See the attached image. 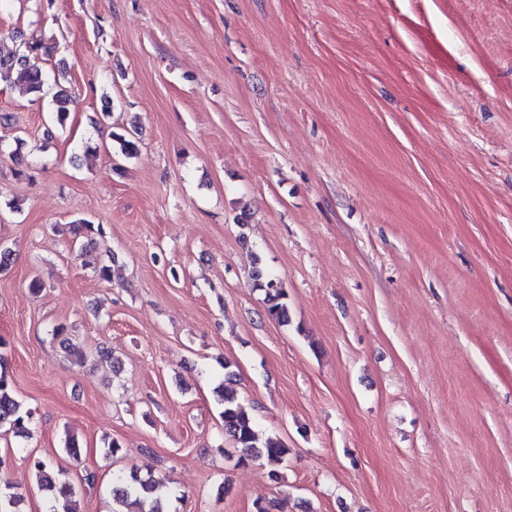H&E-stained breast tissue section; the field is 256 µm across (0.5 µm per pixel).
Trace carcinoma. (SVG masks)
Segmentation results:
<instances>
[{"mask_svg":"<svg viewBox=\"0 0 512 512\" xmlns=\"http://www.w3.org/2000/svg\"><path fill=\"white\" fill-rule=\"evenodd\" d=\"M55 46L43 40H31L22 46V50L9 57H0V73L5 72L15 76V81L34 93L44 92V87L51 81H58V76L66 74L62 67L51 76L42 72L41 68L31 61V56L43 54L51 56ZM55 104V121L65 125L69 114L70 99L59 91L53 95ZM111 139L118 145L117 156L130 158L138 151L136 133L131 130L113 131ZM102 225H93L83 220L77 222L75 235L85 238L87 242L79 245L78 257L84 265L98 272L102 278L111 275L107 265H100L93 257V236L103 235ZM257 286L264 289L268 302L267 312L280 322H288V306L284 302L285 292L281 283L271 277H264L261 270L254 272ZM224 435L232 442L234 447L240 449L239 462L245 464L253 460L264 458L271 465L279 464L288 454V445L279 438H259L256 423L252 415L244 409L231 392L223 394ZM33 414L14 394L11 380L5 371H0V428H7L14 436L28 438L32 433ZM30 468L35 472L41 487L51 493L54 500H64V512H79L75 507L74 487L57 480L51 474V464L48 460L33 456L29 460ZM165 478L152 474L142 477L131 473L126 477L117 474L112 480V512H162L157 507L159 496L169 494ZM23 501V494L19 485L10 480H0V512H19V505Z\"/></svg>","mask_w":512,"mask_h":512,"instance_id":"cac0c4a2","label":"carcinoma"}]
</instances>
